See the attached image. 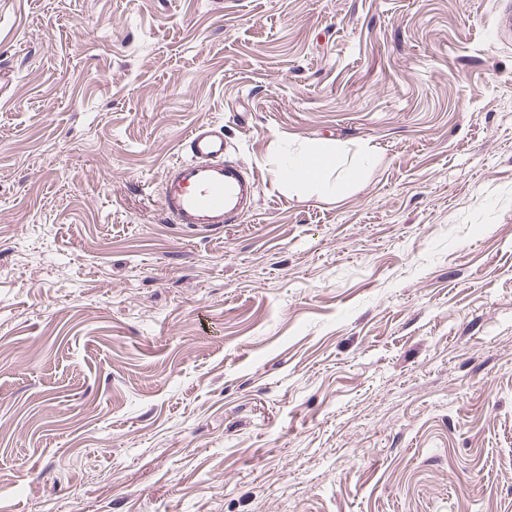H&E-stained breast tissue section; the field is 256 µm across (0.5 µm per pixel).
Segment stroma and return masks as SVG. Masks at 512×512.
<instances>
[{
	"mask_svg": "<svg viewBox=\"0 0 512 512\" xmlns=\"http://www.w3.org/2000/svg\"><path fill=\"white\" fill-rule=\"evenodd\" d=\"M503 3L0 0V512H512ZM205 121L259 196L194 231ZM224 126L200 123L182 143V157L167 169L162 211L171 224L193 230L236 224L256 202V181L239 162L226 160ZM340 150L337 142H323L309 146L294 156L289 169L283 172L288 180L301 178L318 191L325 194H337L340 184L330 173Z\"/></svg>",
	"mask_w": 512,
	"mask_h": 512,
	"instance_id": "obj_1",
	"label": "stroma"
}]
</instances>
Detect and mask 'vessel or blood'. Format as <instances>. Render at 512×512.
I'll return each mask as SVG.
<instances>
[{
	"instance_id": "vessel-or-blood-1",
	"label": "vessel or blood",
	"mask_w": 512,
	"mask_h": 512,
	"mask_svg": "<svg viewBox=\"0 0 512 512\" xmlns=\"http://www.w3.org/2000/svg\"><path fill=\"white\" fill-rule=\"evenodd\" d=\"M226 150L220 123H201L188 133L163 180L161 204L169 223L206 230L236 223L253 209L256 182L240 163L226 159Z\"/></svg>"
}]
</instances>
